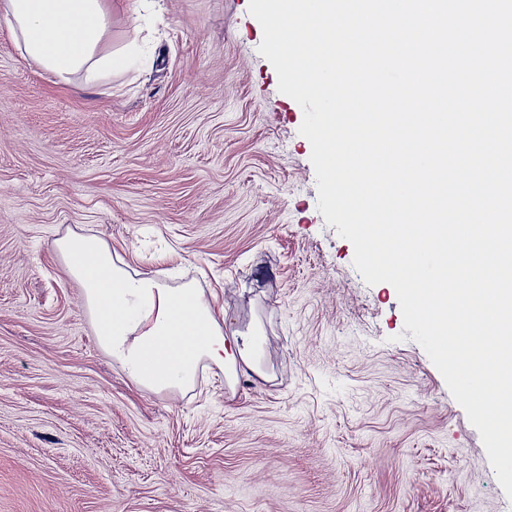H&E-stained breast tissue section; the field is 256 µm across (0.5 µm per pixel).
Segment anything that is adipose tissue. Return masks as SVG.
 I'll list each match as a JSON object with an SVG mask.
<instances>
[{"label":"adipose tissue","instance_id":"ef3b65f1","mask_svg":"<svg viewBox=\"0 0 512 512\" xmlns=\"http://www.w3.org/2000/svg\"><path fill=\"white\" fill-rule=\"evenodd\" d=\"M0 18L24 53L59 80L88 79L126 65L123 54L103 51L110 16L104 0H0ZM68 274L82 291L99 347L117 360L139 387L164 391L195 383L202 362L262 374L263 328L225 331L224 316L194 282L172 288L130 273L99 236L70 233L55 240Z\"/></svg>","mask_w":512,"mask_h":512}]
</instances>
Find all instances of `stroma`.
Listing matches in <instances>:
<instances>
[{"mask_svg":"<svg viewBox=\"0 0 512 512\" xmlns=\"http://www.w3.org/2000/svg\"><path fill=\"white\" fill-rule=\"evenodd\" d=\"M148 66L62 82L0 21V512H512L478 431L317 208L249 0H105ZM260 321L265 378L137 387L54 248Z\"/></svg>","mask_w":512,"mask_h":512,"instance_id":"35a3bbf8","label":"stroma"}]
</instances>
